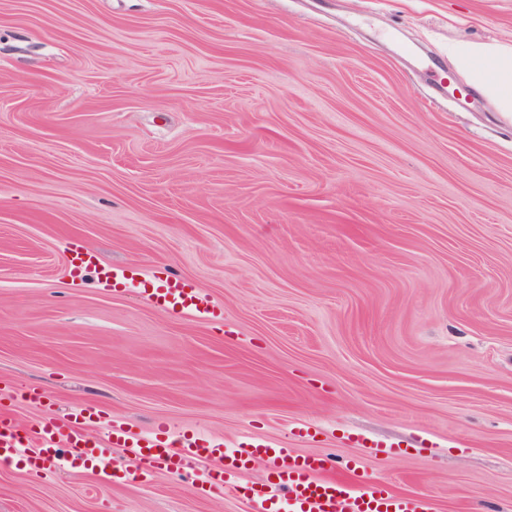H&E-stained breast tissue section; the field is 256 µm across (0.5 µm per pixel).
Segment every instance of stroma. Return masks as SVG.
Segmentation results:
<instances>
[{
	"mask_svg": "<svg viewBox=\"0 0 512 512\" xmlns=\"http://www.w3.org/2000/svg\"><path fill=\"white\" fill-rule=\"evenodd\" d=\"M512 0H0V401L285 442L512 512ZM217 317L70 274V243ZM41 394L40 402L24 397ZM0 467V512H250L166 464ZM450 53L471 86L488 95L500 112H512V46L462 44ZM151 286L152 288H146ZM141 292L156 306L188 316H215V309L201 310L196 292L186 282L179 278H166L159 284L150 281L144 282Z\"/></svg>",
	"mask_w": 512,
	"mask_h": 512,
	"instance_id": "stroma-1",
	"label": "stroma"
}]
</instances>
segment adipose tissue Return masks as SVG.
I'll use <instances>...</instances> for the list:
<instances>
[{"label": "adipose tissue", "instance_id": "1", "mask_svg": "<svg viewBox=\"0 0 512 512\" xmlns=\"http://www.w3.org/2000/svg\"><path fill=\"white\" fill-rule=\"evenodd\" d=\"M451 53L471 86L488 95L499 111L512 112V46L462 44Z\"/></svg>", "mask_w": 512, "mask_h": 512}]
</instances>
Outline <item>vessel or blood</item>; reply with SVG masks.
I'll list each match as a JSON object with an SVG mask.
<instances>
[{
	"label": "vessel or blood",
	"instance_id": "obj_1",
	"mask_svg": "<svg viewBox=\"0 0 512 512\" xmlns=\"http://www.w3.org/2000/svg\"><path fill=\"white\" fill-rule=\"evenodd\" d=\"M148 299L156 306L182 315H200L196 292L178 278H168L147 289ZM88 416L77 412L66 419H55L27 434H19L11 416L0 412V464L15 461L25 450H33L36 459L57 458L59 449L69 451L71 463L90 465L92 471L112 481L126 472L113 458L117 448L126 449L146 463L166 462L174 473H182L188 460L229 457L226 479L219 491L244 495L260 505L261 512H275L274 497L282 490L288 496L290 512H436L432 499L422 493L399 495L369 480L339 481L325 479L331 468L323 456L299 457L280 443L243 440L232 452H224L220 439L189 437L180 433L158 438L153 434H134L124 426L110 424L100 436L89 435L84 427ZM267 459L272 478L265 484L247 479L248 465L255 458Z\"/></svg>",
	"mask_w": 512,
	"mask_h": 512
}]
</instances>
